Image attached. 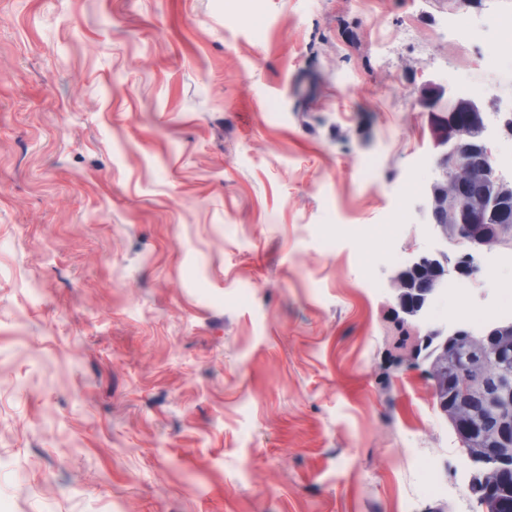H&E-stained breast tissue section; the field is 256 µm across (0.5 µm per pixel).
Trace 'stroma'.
Segmentation results:
<instances>
[{
	"label": "stroma",
	"instance_id": "stroma-1",
	"mask_svg": "<svg viewBox=\"0 0 512 512\" xmlns=\"http://www.w3.org/2000/svg\"><path fill=\"white\" fill-rule=\"evenodd\" d=\"M459 8L0 0V512H476L388 293Z\"/></svg>",
	"mask_w": 512,
	"mask_h": 512
}]
</instances>
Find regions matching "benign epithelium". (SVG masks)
<instances>
[{
  "instance_id": "obj_1",
  "label": "benign epithelium",
  "mask_w": 512,
  "mask_h": 512,
  "mask_svg": "<svg viewBox=\"0 0 512 512\" xmlns=\"http://www.w3.org/2000/svg\"><path fill=\"white\" fill-rule=\"evenodd\" d=\"M435 147L430 174L422 188L423 212L436 245L413 254L390 279L395 323L410 329L402 350L414 365H425L432 396L456 432L463 452L478 464L482 512H512L502 492L512 489V380H488L485 356L512 351V321H491L480 331L468 322L420 328L449 274L473 276L477 259L499 248H512V176L498 172L489 139L512 135V113L489 123L481 98L447 83L432 82L421 92ZM464 247L462 259L448 267V244ZM495 408L491 418L475 409L477 397ZM476 436L480 447L466 442Z\"/></svg>"
}]
</instances>
